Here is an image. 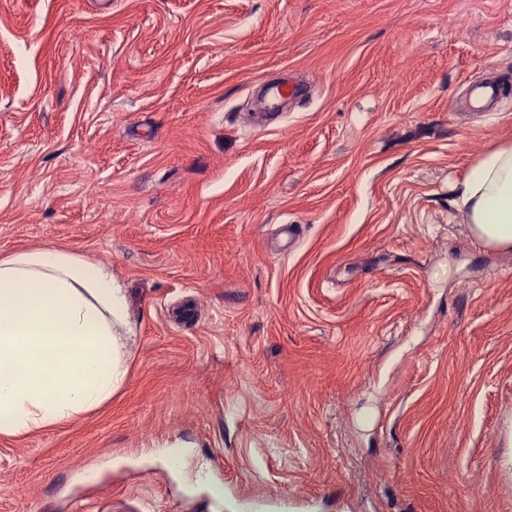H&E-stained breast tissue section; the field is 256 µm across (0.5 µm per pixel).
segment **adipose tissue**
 <instances>
[{
  "label": "adipose tissue",
  "instance_id": "obj_1",
  "mask_svg": "<svg viewBox=\"0 0 512 512\" xmlns=\"http://www.w3.org/2000/svg\"><path fill=\"white\" fill-rule=\"evenodd\" d=\"M458 205L473 236L512 249V144L471 166ZM127 290L101 264L61 248L0 258V435L62 426L124 383Z\"/></svg>",
  "mask_w": 512,
  "mask_h": 512
}]
</instances>
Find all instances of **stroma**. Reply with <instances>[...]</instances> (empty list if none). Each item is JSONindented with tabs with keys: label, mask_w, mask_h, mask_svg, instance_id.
Wrapping results in <instances>:
<instances>
[{
	"label": "stroma",
	"mask_w": 512,
	"mask_h": 512,
	"mask_svg": "<svg viewBox=\"0 0 512 512\" xmlns=\"http://www.w3.org/2000/svg\"><path fill=\"white\" fill-rule=\"evenodd\" d=\"M490 76L512 0H0V256L111 266L131 323L111 401L0 437V512H512V249L453 191ZM259 84L265 90L270 108L275 109L279 103L286 98H295L299 96V86L290 81L284 80L279 83L269 84L263 80H259Z\"/></svg>",
	"instance_id": "1"
}]
</instances>
